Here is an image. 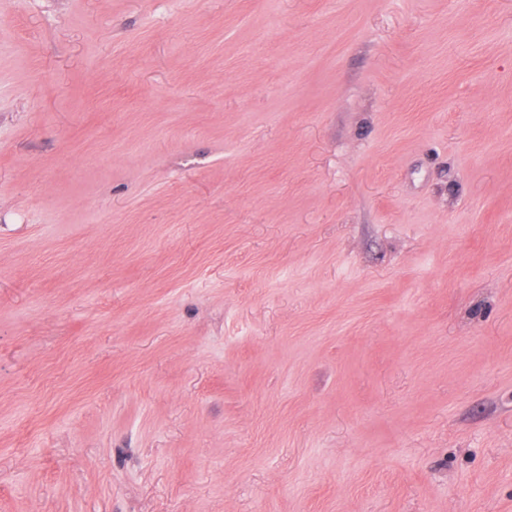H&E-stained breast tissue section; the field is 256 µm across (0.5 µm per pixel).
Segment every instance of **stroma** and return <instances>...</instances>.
Wrapping results in <instances>:
<instances>
[{
	"instance_id": "1",
	"label": "stroma",
	"mask_w": 512,
	"mask_h": 512,
	"mask_svg": "<svg viewBox=\"0 0 512 512\" xmlns=\"http://www.w3.org/2000/svg\"><path fill=\"white\" fill-rule=\"evenodd\" d=\"M0 512H512V0H0Z\"/></svg>"
}]
</instances>
